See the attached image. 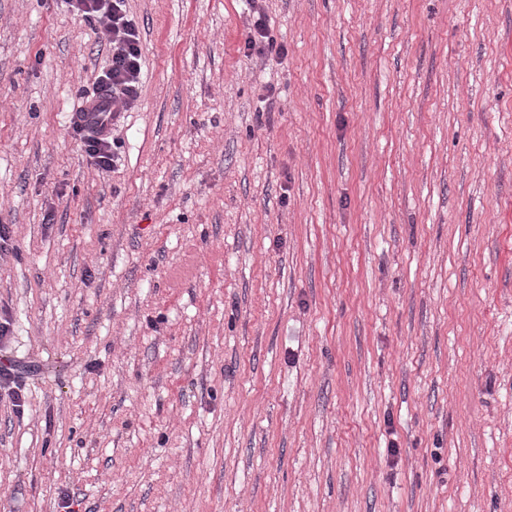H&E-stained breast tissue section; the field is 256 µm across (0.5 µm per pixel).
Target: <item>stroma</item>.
I'll list each match as a JSON object with an SVG mask.
<instances>
[{
	"label": "stroma",
	"instance_id": "obj_1",
	"mask_svg": "<svg viewBox=\"0 0 512 512\" xmlns=\"http://www.w3.org/2000/svg\"><path fill=\"white\" fill-rule=\"evenodd\" d=\"M0 0V512H512V0ZM77 15L106 19L103 35L112 45L109 67L94 94L104 92L112 104V125L138 96L142 46L138 28L124 9L125 0H64ZM249 37L245 42V53L249 56H271L283 59L287 56L288 50L283 44H278L269 34V27L266 17L261 11L255 10L249 24ZM73 120V128L82 136L85 153L101 170H108L115 164L116 144L112 139V128L106 131L105 123L95 120L94 123Z\"/></svg>",
	"mask_w": 512,
	"mask_h": 512
}]
</instances>
